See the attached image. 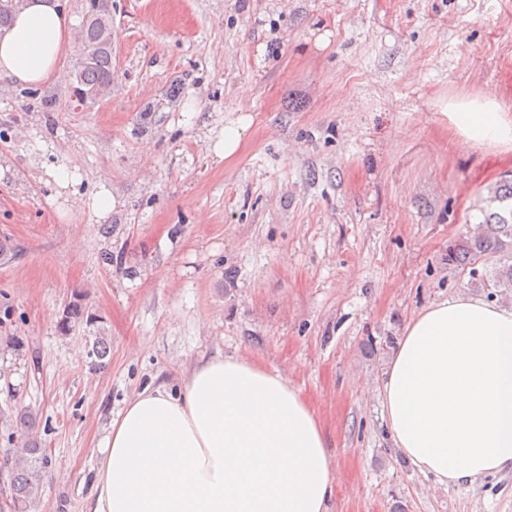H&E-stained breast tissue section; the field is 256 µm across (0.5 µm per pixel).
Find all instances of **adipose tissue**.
<instances>
[{"instance_id":"ef3b65f1","label":"adipose tissue","mask_w":512,"mask_h":512,"mask_svg":"<svg viewBox=\"0 0 512 512\" xmlns=\"http://www.w3.org/2000/svg\"><path fill=\"white\" fill-rule=\"evenodd\" d=\"M71 31L30 0L0 31V76L37 85ZM462 146L512 152V102L452 99ZM394 445L439 484L512 470V308L457 296L407 325L381 385ZM88 512H330L336 474L287 378L237 357L195 365L182 392L146 389L113 419Z\"/></svg>"}]
</instances>
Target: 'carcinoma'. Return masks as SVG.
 I'll use <instances>...</instances> for the list:
<instances>
[{"mask_svg":"<svg viewBox=\"0 0 512 512\" xmlns=\"http://www.w3.org/2000/svg\"><path fill=\"white\" fill-rule=\"evenodd\" d=\"M87 10L82 22L83 38L89 44L101 40V30ZM109 53L101 50L95 64L80 69L78 86L91 87L112 82ZM496 259L497 267L483 271L478 263ZM448 260L471 266L470 274L483 288H512V179H506L489 191L487 209L476 233L449 249ZM48 466L46 450L33 437L11 456L8 471L10 499L14 512H30L40 499L43 473Z\"/></svg>","mask_w":512,"mask_h":512,"instance_id":"carcinoma-1","label":"carcinoma"}]
</instances>
